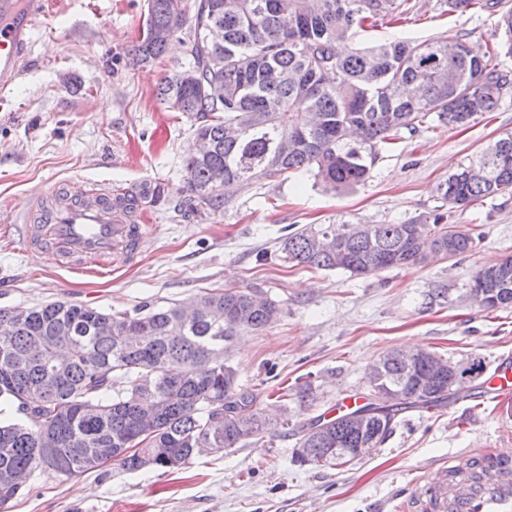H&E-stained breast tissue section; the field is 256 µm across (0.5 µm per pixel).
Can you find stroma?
Returning <instances> with one entry per match:
<instances>
[{"label": "stroma", "instance_id": "obj_1", "mask_svg": "<svg viewBox=\"0 0 512 512\" xmlns=\"http://www.w3.org/2000/svg\"><path fill=\"white\" fill-rule=\"evenodd\" d=\"M407 25L379 27L380 38L466 42L486 51L494 14L441 13L437 0H412ZM150 0H50L32 32L29 62L0 94V308L47 301L120 313L145 303L169 306L204 292L249 289L278 301L279 320L236 337L225 353L241 384L265 412L288 423L259 443L194 458L165 472L119 464L66 480L34 472L7 512H397L415 485L434 478L451 454L512 448V403L484 398L485 377L512 361V308L485 311L469 297L473 273L512 255V196L449 213L454 229L478 237L451 260L393 268L369 278L341 271L262 264L286 235L311 225L398 224L435 209L436 186L458 164L512 133V95L461 128L421 129L382 153L371 178L325 190L312 174L275 176L242 190L223 211L184 214L191 121L168 111L154 91L188 51L178 33L155 62L130 53ZM99 180L130 195L158 187L137 255L100 275L57 267L26 248L10 212L30 192L56 183L83 189ZM407 347L455 360H482L486 374L445 406L399 414L391 436L361 461L302 466L293 458L303 424L331 414L345 395L366 394V373L380 357ZM306 387L299 402L279 389Z\"/></svg>", "mask_w": 512, "mask_h": 512}]
</instances>
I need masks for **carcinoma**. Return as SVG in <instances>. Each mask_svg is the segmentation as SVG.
<instances>
[{
    "instance_id": "1",
    "label": "carcinoma",
    "mask_w": 512,
    "mask_h": 512,
    "mask_svg": "<svg viewBox=\"0 0 512 512\" xmlns=\"http://www.w3.org/2000/svg\"><path fill=\"white\" fill-rule=\"evenodd\" d=\"M451 14L496 0H440ZM189 54L155 91L160 104H179L195 135L212 145L191 156L183 191L192 213L218 212L230 196L224 183L247 188L261 179L311 173L328 190L366 182L379 156L423 125L461 127L494 112L512 91L497 67L498 49L478 55L465 42L453 55L439 41L394 38L340 55L336 44L398 24L411 0H190ZM179 14L174 0H151L133 53L142 62L164 52ZM512 54V10L495 26ZM191 72L195 80L184 75ZM512 195V134L489 144L438 185L432 222L324 224L283 242L278 259L353 277L421 265L476 247L447 224L448 212ZM473 288H494L484 310L512 307V256L483 267ZM192 320L179 306L141 305L112 314L84 304L51 301L27 308L24 320L0 308V512L20 487L5 480L39 470L58 478L102 467L101 450L128 472L144 465L186 466L202 448L224 453L272 431L256 395L225 363L224 349L246 332L278 321L282 307L257 301L250 290L196 297ZM112 319V332L95 325ZM431 352H389L368 372L371 395L358 409L317 419L301 429V465L343 466L381 446L404 410L438 407L455 397L448 376L427 373ZM154 406L143 421L141 402Z\"/></svg>"
}]
</instances>
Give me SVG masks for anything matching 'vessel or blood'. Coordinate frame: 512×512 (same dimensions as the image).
<instances>
[{"label":"vessel or blood","instance_id":"1","mask_svg":"<svg viewBox=\"0 0 512 512\" xmlns=\"http://www.w3.org/2000/svg\"><path fill=\"white\" fill-rule=\"evenodd\" d=\"M47 14V0H0V90L21 75L31 51V34ZM15 223L25 240L47 259L85 273L109 268L114 257L134 255L144 231L134 214L112 196L111 187L87 182L81 198L54 184L31 194ZM487 398L512 397V368H497ZM433 482L407 497L408 512H512V455H451L437 466Z\"/></svg>","mask_w":512,"mask_h":512}]
</instances>
